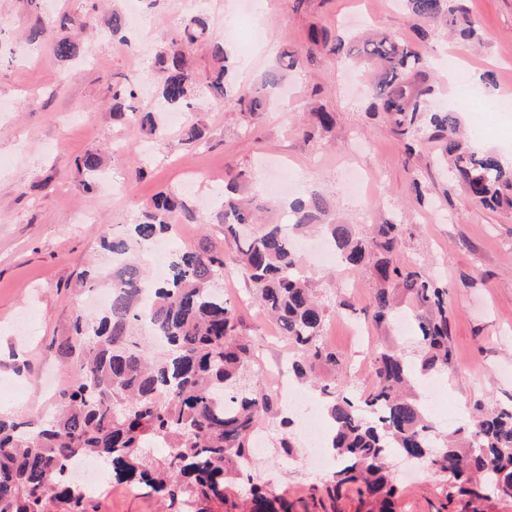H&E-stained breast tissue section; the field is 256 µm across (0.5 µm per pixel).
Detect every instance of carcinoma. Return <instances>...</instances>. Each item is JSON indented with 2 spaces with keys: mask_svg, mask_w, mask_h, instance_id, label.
<instances>
[{
  "mask_svg": "<svg viewBox=\"0 0 512 512\" xmlns=\"http://www.w3.org/2000/svg\"><path fill=\"white\" fill-rule=\"evenodd\" d=\"M423 24L441 22L468 40L478 29L464 0H399ZM206 20L195 16L167 38L155 62L161 98L171 111L187 112L200 84L186 60L184 48L204 38ZM309 41L340 53L342 36L316 29ZM213 57L221 66L206 78L211 104L224 105L229 84L224 42L212 41ZM83 52L69 37L57 40L55 55L71 61ZM358 53L372 63V98L387 112L393 131L413 142L423 133L441 143L448 179L462 185L483 208L512 210V167L492 151L480 152L461 136L459 113L429 109L432 86L422 59L409 43L390 35L364 39ZM297 50L282 53L256 87L236 90L240 111L255 115L274 97L282 70L303 64ZM133 76L112 75V110L128 115L130 123L159 142L165 129L153 112L135 105ZM102 156L88 152L79 166L90 176L101 171ZM224 195V237L234 248L227 252L184 250L169 261L168 276L152 287L153 304L138 306L134 293L146 286L140 264L131 260L112 272V305L94 319L76 316L75 335L82 356L66 369L67 386L61 408L42 424L0 419V512H87L90 499L70 478V467L88 456L106 459L112 483L150 489L180 505V512H204L201 502L224 505V512H295V504L251 474L253 436L260 419L273 406L266 390L249 386L245 373L254 352L240 335L235 305L216 287L224 269L236 270L251 285L262 309L292 345L291 369L299 378L316 381L323 365L339 359L323 339L331 310L349 308L336 296L333 305L319 303L280 224L262 232L242 233L255 223L251 203L235 197L236 186ZM183 204L158 193L123 239L100 238L101 248L126 255L131 248L147 249L174 231ZM306 227L322 217L327 206L317 195L290 204ZM328 238L342 261L355 269L373 264L377 287L365 313L380 324L397 310V294L410 295L421 307L415 317L420 331L418 360L395 350L377 354L371 364L372 385L360 395L320 386L323 409L330 422L328 447L340 465L324 484L331 501L354 491L368 501V512H396L399 488L388 474V460L420 461L432 471L452 478L448 501L461 504L457 512H484L495 498L512 497V409L472 418L441 430L410 390L422 377L452 367L448 336V289L421 270H409L393 260L400 233L396 223L382 224L377 236L355 237L345 224H327ZM165 402L157 400L161 391ZM292 420L281 421L278 448L288 458L298 451L290 432ZM169 448L161 460L150 449Z\"/></svg>",
  "mask_w": 512,
  "mask_h": 512,
  "instance_id": "obj_1",
  "label": "carcinoma"
}]
</instances>
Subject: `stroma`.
<instances>
[{
  "label": "stroma",
  "instance_id": "35a3bbf8",
  "mask_svg": "<svg viewBox=\"0 0 512 512\" xmlns=\"http://www.w3.org/2000/svg\"><path fill=\"white\" fill-rule=\"evenodd\" d=\"M252 3L248 20L239 16L236 0H201L198 10L213 34L224 37L238 84L259 80L282 47L311 50L308 36L321 27L372 29L414 45L434 102L455 106L468 78L451 68L458 40L444 30L420 36L418 21L395 0ZM466 7L481 35L480 45L469 50L470 63L489 78L492 92L512 90V0H467ZM139 9L144 30L135 47L90 30L82 35L86 57L64 62L55 58L52 44L64 35L60 15H80L79 0H40L35 7L28 0H0V415L37 422L59 408L67 364L60 344L71 335L76 312L88 310V296L109 288L110 257L99 246L101 235L124 234L156 193L172 191L186 200L205 196L213 204L181 220L180 232L169 239L171 250L231 249L216 217L224 184L232 178H239L247 194L267 200L262 223L286 221L287 208L269 201L276 173L268 163L274 159L290 166L291 197L316 193L325 199V222L350 225L361 235L388 220L402 224L397 262L423 266L447 285L454 366L434 377L439 390L425 400L431 415L452 426L479 407H512V213L480 208L463 188L449 186L435 142L421 140L414 154H406L388 114L374 111L361 68L339 66L335 55L321 49L301 68L285 72L293 98L274 101L253 117L240 112L234 97L213 108L200 96L201 140L187 145L171 132L153 157L144 156L141 146L149 137L114 116L105 78L137 74L143 66L140 46L159 50L188 13L183 0H141ZM38 19L46 34L32 46L25 37ZM490 107L484 98L462 108L461 125L470 134L483 126L480 137L471 134L470 145L499 152L512 163V118L493 114ZM320 110L334 113L331 129L317 125L314 114ZM120 134L126 141L118 152L113 143ZM90 151L110 154L96 179L77 165ZM348 163L375 174L364 205L343 190ZM307 276L321 298L338 293L350 305L327 320L325 342L341 364L321 369L322 380L367 389L358 370L388 345L417 359L416 329L387 335L364 316L375 286L371 267L344 276L332 266L315 268ZM223 288L225 297L238 303L242 335L256 345L251 379L267 386V372L289 342L271 343L275 329L241 277L232 276ZM253 474L300 507L332 470L310 467L300 453L285 458L272 441L256 459ZM393 476L400 488L397 512H454L447 505L446 475L423 479L398 466ZM88 510L177 512L146 491L129 496L107 484Z\"/></svg>",
  "mask_w": 512,
  "mask_h": 512
}]
</instances>
